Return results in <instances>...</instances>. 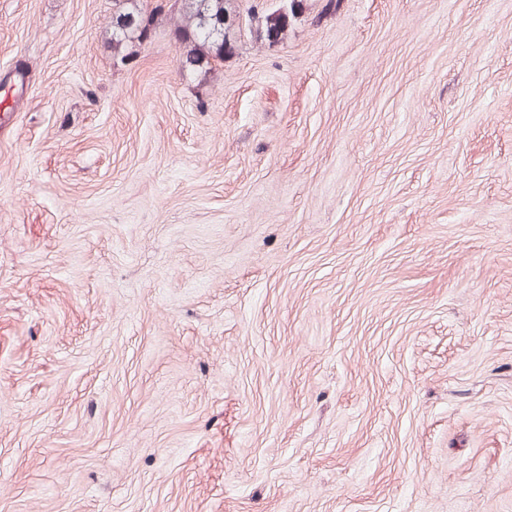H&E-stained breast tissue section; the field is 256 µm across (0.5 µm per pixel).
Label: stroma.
Masks as SVG:
<instances>
[{"instance_id": "obj_1", "label": "stroma", "mask_w": 512, "mask_h": 512, "mask_svg": "<svg viewBox=\"0 0 512 512\" xmlns=\"http://www.w3.org/2000/svg\"><path fill=\"white\" fill-rule=\"evenodd\" d=\"M111 16L0 0V512H512V0ZM138 1L113 2L112 50L121 64L131 58L133 48L143 41V30L151 31L163 17L174 22L184 67L202 71L211 60L232 56L241 43L244 29L236 0H175L170 5L167 0H157L148 15ZM302 0H281L277 7L252 9L247 12L245 27L251 36L260 41H278L285 38L288 26L301 9Z\"/></svg>"}]
</instances>
